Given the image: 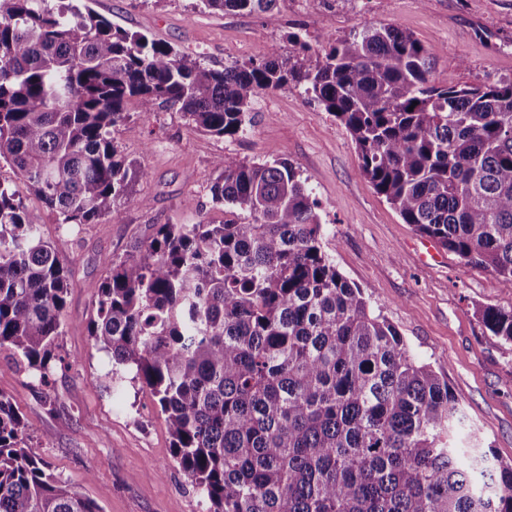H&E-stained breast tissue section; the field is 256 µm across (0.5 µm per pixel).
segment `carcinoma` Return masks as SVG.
<instances>
[{
    "label": "carcinoma",
    "mask_w": 512,
    "mask_h": 512,
    "mask_svg": "<svg viewBox=\"0 0 512 512\" xmlns=\"http://www.w3.org/2000/svg\"><path fill=\"white\" fill-rule=\"evenodd\" d=\"M0 0V163L60 224L143 203L112 133L135 101L217 136L293 84L335 116L402 221L512 292V80H430L393 25L211 69L64 0ZM277 0H197L270 13ZM222 224H160L112 262L89 336L160 407L205 512H512V463L456 448L458 402L324 250L319 204L286 160H216ZM70 272L0 181V350L47 384ZM512 346V308L479 311ZM0 512H102L47 472L0 394Z\"/></svg>",
    "instance_id": "cac0c4a2"
}]
</instances>
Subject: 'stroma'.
Masks as SVG:
<instances>
[{
	"label": "stroma",
	"mask_w": 512,
	"mask_h": 512,
	"mask_svg": "<svg viewBox=\"0 0 512 512\" xmlns=\"http://www.w3.org/2000/svg\"><path fill=\"white\" fill-rule=\"evenodd\" d=\"M91 7L117 27L199 55L213 69L273 47L288 53L297 32L317 51L325 35L391 24L431 49L437 83L512 78V0H279L270 15L205 10L196 0H92ZM253 109L254 126L231 138L199 131L175 110L145 115L129 104L114 137L145 172L134 185L139 203L94 224H59L0 165V181L37 215L42 239L72 273L58 351L65 363L53 368L49 383L15 366L10 351L0 352V393L24 418L49 472L102 512H204L172 456L157 402L130 375L113 379L112 357L94 344L88 324L111 262L150 239L157 225L223 223L209 193L222 156L285 159L297 168L319 203L323 246L337 269L447 381L498 459L512 460V348L490 336L477 315L489 305L511 307L512 292L488 270L462 269L448 250L419 261L422 234L363 178L345 126L301 89L262 93Z\"/></svg>",
	"instance_id": "1"
}]
</instances>
